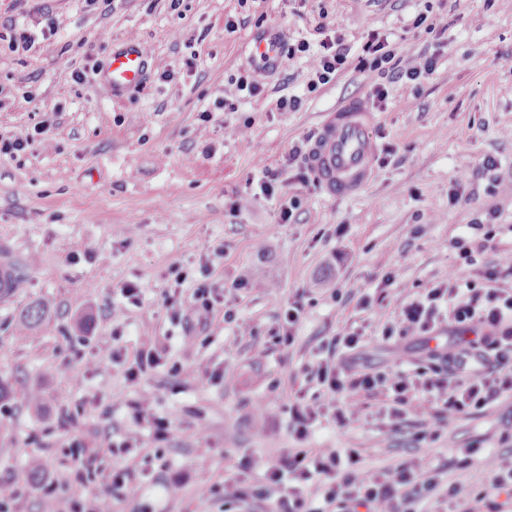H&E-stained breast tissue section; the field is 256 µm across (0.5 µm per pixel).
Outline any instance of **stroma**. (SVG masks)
Returning <instances> with one entry per match:
<instances>
[{
	"instance_id": "stroma-1",
	"label": "stroma",
	"mask_w": 512,
	"mask_h": 512,
	"mask_svg": "<svg viewBox=\"0 0 512 512\" xmlns=\"http://www.w3.org/2000/svg\"><path fill=\"white\" fill-rule=\"evenodd\" d=\"M50 30L27 52L9 47L11 30ZM278 32L285 45L342 38L345 68L313 85L304 55L259 70L254 40ZM434 57L419 81L384 78L388 97L368 129L377 144L370 178L353 197L328 196L316 179L301 180L291 149L317 137L324 119L353 101H368L372 83L360 65L370 34ZM149 47L145 77L115 91L105 79L114 52L130 41ZM512 0H0V133L51 119L53 126L15 158H0V261L24 271L22 285L0 294V480H14L18 498L4 512H41L47 484L68 476L71 437L102 449L131 426L130 407L171 415L167 442L149 427L141 439L154 453L144 496L153 512H204L194 488L195 458L215 474L236 473L243 457L262 473L270 457L297 442L288 430L289 402L318 390L306 368L343 322L365 328L358 362L388 371L402 360L427 365L423 338L384 339L371 327L363 299L389 272L393 289L417 296L455 273L472 279L498 252L512 249V194L489 195L491 183L512 184ZM84 83H75L73 71ZM258 82L251 97L231 92L239 79ZM303 99L280 112L283 96ZM208 120H201V112ZM496 167L485 171V158ZM275 197L262 195L266 173ZM462 187H455L459 173ZM293 204L289 222L280 210ZM495 212L498 232L476 265L460 260L451 240L473 236L475 221ZM223 246L210 281L234 305L237 319L203 331L173 322L166 295H191L206 246ZM180 263L189 274L176 284ZM140 290L128 305L122 290ZM299 299L304 315L295 341L274 339L281 307ZM46 308L31 332L17 330L30 303ZM126 310L124 321L112 310ZM209 333V344L196 336ZM156 336L184 368L132 384L122 365L95 372L90 361L113 344L132 347ZM223 367L207 382L204 367ZM379 401L351 423L316 426L326 448H364L367 461H436L487 436L482 460L462 473L482 483L492 457L512 455V398L487 414L465 417L434 442L418 441L417 419L399 430L377 425ZM78 421L59 425L61 409ZM42 477L30 481V461ZM184 494L166 498L164 483Z\"/></svg>"
}]
</instances>
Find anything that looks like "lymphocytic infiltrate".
Listing matches in <instances>:
<instances>
[{
  "mask_svg": "<svg viewBox=\"0 0 512 512\" xmlns=\"http://www.w3.org/2000/svg\"><path fill=\"white\" fill-rule=\"evenodd\" d=\"M366 50L370 55L366 69L380 77L394 72L415 81L435 71L434 58L397 51L378 36L371 37ZM299 53L308 54L310 68L321 84L336 77L348 55L339 42L324 44L315 54L305 42L286 50L290 57ZM400 58L405 59V66H397ZM508 277L512 278V250L499 253L496 263L482 268L477 278L461 283L448 277L413 300L391 292L396 276L388 274L375 300L374 316L383 319L386 309L392 307L397 318L384 322L383 337L400 334L428 340L445 321L474 327L477 336L445 350L430 351L426 366L366 372L337 362L336 351L352 354L366 341L361 329L341 326L332 341L333 352L316 356L310 368L322 388L320 399L309 400L300 394L290 406L289 428L297 447L267 464L255 488L248 485L251 462L241 463L236 477L220 483L211 477V458L198 456L194 462L201 476L195 490L197 500L206 505L223 499L224 512H247L254 498L270 501L274 512H418L422 504L429 505V512H512V458L491 460L489 481L479 487L448 476L450 470L472 464L483 450L479 439L458 449L444 464L418 456L378 469L365 468L358 449L306 445L321 415L332 413L339 426H346L367 399H382V424L394 429L411 416L444 428L461 418L486 413L504 397H511L512 287L501 285ZM223 302L222 292L201 282L172 317L191 316L206 323ZM114 362L123 363L125 377L132 383L164 366L175 375L182 371L179 364L169 363L166 347L155 337L140 342L133 351L116 348L98 356L92 367L101 372ZM109 451L120 456L123 464L106 475V494L89 499L71 497L69 512H112L116 497L136 504V512H147L140 502L146 493L142 464L149 457L148 450L140 447L136 432L130 431L111 444Z\"/></svg>",
  "mask_w": 512,
  "mask_h": 512,
  "instance_id": "lymphocytic-infiltrate-1",
  "label": "lymphocytic infiltrate"
}]
</instances>
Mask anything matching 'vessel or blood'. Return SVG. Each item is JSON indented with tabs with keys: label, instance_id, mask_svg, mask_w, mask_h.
Here are the masks:
<instances>
[{
	"label": "vessel or blood",
	"instance_id": "1",
	"mask_svg": "<svg viewBox=\"0 0 512 512\" xmlns=\"http://www.w3.org/2000/svg\"><path fill=\"white\" fill-rule=\"evenodd\" d=\"M146 55L136 44L115 53L107 81L121 89L138 83ZM373 115L364 107L349 104L331 113L315 141L309 164L324 190L336 197H348L363 188L370 176L377 147L368 134Z\"/></svg>",
	"mask_w": 512,
	"mask_h": 512
}]
</instances>
